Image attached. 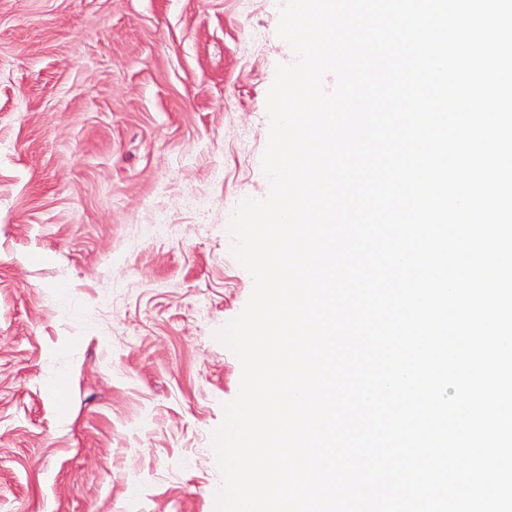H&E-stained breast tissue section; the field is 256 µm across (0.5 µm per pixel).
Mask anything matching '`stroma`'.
Listing matches in <instances>:
<instances>
[{
  "instance_id": "obj_1",
  "label": "stroma",
  "mask_w": 512,
  "mask_h": 512,
  "mask_svg": "<svg viewBox=\"0 0 512 512\" xmlns=\"http://www.w3.org/2000/svg\"><path fill=\"white\" fill-rule=\"evenodd\" d=\"M283 4L0 0V512H215Z\"/></svg>"
}]
</instances>
